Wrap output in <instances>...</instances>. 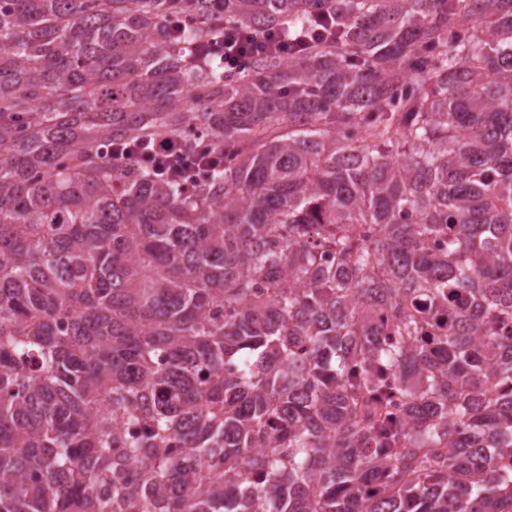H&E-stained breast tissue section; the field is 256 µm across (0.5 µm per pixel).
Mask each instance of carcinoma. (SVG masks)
Here are the masks:
<instances>
[{
    "label": "carcinoma",
    "mask_w": 512,
    "mask_h": 512,
    "mask_svg": "<svg viewBox=\"0 0 512 512\" xmlns=\"http://www.w3.org/2000/svg\"><path fill=\"white\" fill-rule=\"evenodd\" d=\"M511 323L512 0H0V512H512ZM333 17L316 20L315 29L290 35L288 27L272 26L264 29L243 27L213 16L209 37L184 56L181 63L190 68L205 66L217 69L225 77L245 71L257 57L275 56L283 59L304 55L311 45L333 34ZM112 158L127 173L139 174L147 169L189 188L205 173L224 165V143H199L189 149L187 137L165 134L142 143L112 144Z\"/></svg>",
    "instance_id": "obj_1"
}]
</instances>
